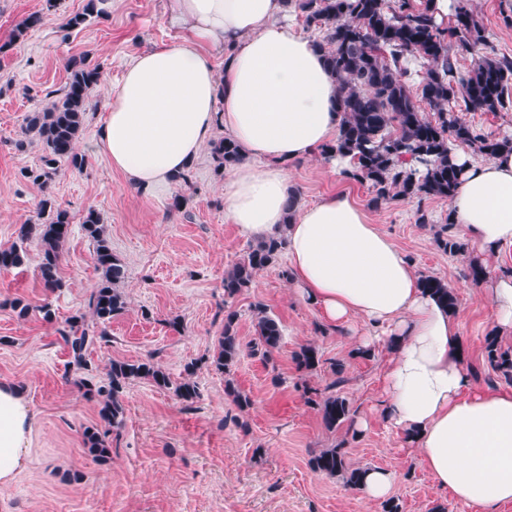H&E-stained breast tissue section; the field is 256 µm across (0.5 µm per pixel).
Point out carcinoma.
<instances>
[{
  "mask_svg": "<svg viewBox=\"0 0 512 512\" xmlns=\"http://www.w3.org/2000/svg\"><path fill=\"white\" fill-rule=\"evenodd\" d=\"M431 0H285V7L302 19L307 30L319 34L315 41L325 65L341 86L339 110L341 123L336 139L326 144L321 154L326 160L346 158L349 167L342 170L348 179L368 186L369 203L377 208L394 199L440 198L452 201L460 184L461 169L454 161V150L466 145L488 158L501 151H512V138H496L481 131L463 117L465 112L495 113L512 103V57L499 55L491 45L473 0H454V13L448 24L439 23L430 8ZM102 15L98 0H86L80 12L64 17L62 30L85 27ZM475 58L464 75L458 72V60ZM420 63L424 74L419 82L420 97L411 91V65ZM69 73L62 95L35 101L22 127L20 150L37 143L44 155L37 169L22 170L23 177L35 183L51 182L61 164L83 171L87 158L76 150L89 108V97L100 83L103 68L86 56L66 62ZM426 105L432 116L421 112ZM215 170H224L243 160L236 141L224 136L212 143ZM69 211L47 195L39 200L33 220L20 225L17 238L0 248V268H18L28 257V247H39V275L45 288L55 292L64 287L58 275L62 250L70 235ZM451 223L434 234L437 247L456 255L468 250L465 241L450 233ZM93 246L98 278L89 292L88 312H79L66 320L59 330L68 350V366L77 373L89 370L87 354L91 346L108 341L107 325L125 310L120 291L125 267L112 252V242L99 214L88 209L81 224ZM285 239L260 240L224 273V298L233 299L253 287L257 273L278 263ZM423 290L448 312L456 311L458 300L453 289L440 278L420 275ZM256 338L252 352L264 358L272 356L282 341L280 323L270 317L265 305L253 304ZM238 312L224 311V326L213 354L204 358L224 374V391L240 412L253 405L250 396L240 391L232 378L241 355L237 336ZM485 357L496 376L512 383V349H504L498 336L486 338ZM298 369L312 372L320 365L316 348L304 346L294 356ZM197 363L188 364L185 377L174 381L170 375L147 359L137 362L114 360L107 381L98 383L82 377L79 386L84 395L99 404L100 422L87 426L83 445L92 461L106 463L111 455L107 441L110 428L122 423L121 396L132 383L147 380L161 389L173 391L180 400L192 404L199 398L192 380ZM336 379L326 387L310 391L307 402L321 413L329 430L354 420L356 409L342 395L346 382L343 365H333ZM344 444L312 455L311 467L327 476H340L345 486L359 488L366 469L347 465Z\"/></svg>",
  "mask_w": 512,
  "mask_h": 512,
  "instance_id": "obj_1",
  "label": "carcinoma"
}]
</instances>
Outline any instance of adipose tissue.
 <instances>
[{"label": "adipose tissue", "mask_w": 512, "mask_h": 512, "mask_svg": "<svg viewBox=\"0 0 512 512\" xmlns=\"http://www.w3.org/2000/svg\"><path fill=\"white\" fill-rule=\"evenodd\" d=\"M166 18L180 38L125 67L98 152L158 194L224 129L244 155L224 172L225 220L256 241L285 238L293 281L325 323L381 329L392 356L379 415L409 434L440 488L478 512L512 503V389L471 381L456 323L348 194L287 209L290 164L318 155L340 124V87L313 40L283 0H167ZM456 158L450 223L482 251L512 247V153ZM486 290L489 321L512 332V276ZM34 420L23 390L0 383V486L26 468Z\"/></svg>", "instance_id": "ef3b65f1"}]
</instances>
